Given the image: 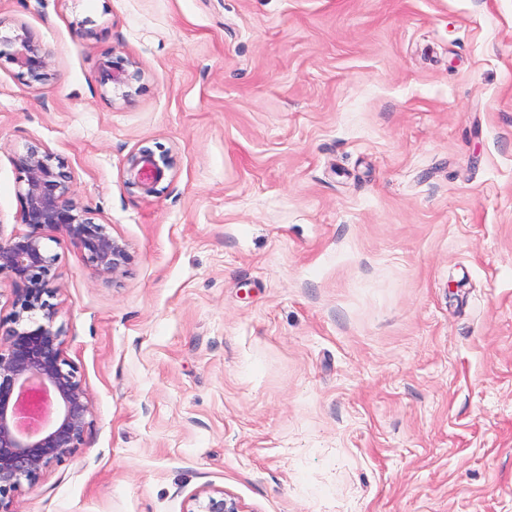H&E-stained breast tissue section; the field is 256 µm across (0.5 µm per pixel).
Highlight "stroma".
Masks as SVG:
<instances>
[{
	"label": "stroma",
	"instance_id": "obj_1",
	"mask_svg": "<svg viewBox=\"0 0 512 512\" xmlns=\"http://www.w3.org/2000/svg\"><path fill=\"white\" fill-rule=\"evenodd\" d=\"M0 236L33 142L122 239L50 232L89 397L16 512H512V0H0ZM141 88L98 82L110 53ZM162 148L172 181L126 187ZM6 26L0 20V59L5 57L16 64L22 77L27 76L30 82L45 84L56 76L53 61L49 52L40 44L34 42L26 26H10L11 35L2 36V27ZM3 47V49H2ZM142 78V69L130 57L111 53L100 62V86L104 91L111 92L115 97L122 99L128 97ZM171 161L167 153L156 155L149 147L132 151L124 167V183L145 197L157 196L160 185L168 179ZM246 508L230 492L207 485L188 498L183 512H249Z\"/></svg>",
	"mask_w": 512,
	"mask_h": 512
}]
</instances>
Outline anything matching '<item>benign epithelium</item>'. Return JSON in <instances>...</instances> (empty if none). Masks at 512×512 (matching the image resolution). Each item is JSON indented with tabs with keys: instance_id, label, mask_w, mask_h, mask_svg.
Returning a JSON list of instances; mask_svg holds the SVG:
<instances>
[{
	"instance_id": "7a95c632",
	"label": "benign epithelium",
	"mask_w": 512,
	"mask_h": 512,
	"mask_svg": "<svg viewBox=\"0 0 512 512\" xmlns=\"http://www.w3.org/2000/svg\"><path fill=\"white\" fill-rule=\"evenodd\" d=\"M0 35V59L16 64L20 75L45 84L56 76L49 52L34 42L26 26ZM143 78L130 57L110 54L100 62L99 83L126 98ZM20 183L21 223L30 231L0 239V275L13 283L10 326L0 325V512H15L22 481L34 486L43 470L74 455L89 425L88 397L64 355V331L55 326L49 303L56 291L57 256L47 252L43 232L59 233L84 251L99 277H115L130 261L126 244L75 199L64 160L39 143L12 157ZM171 161L149 147L132 151L124 183L145 197L160 193ZM42 313L43 321L35 319ZM184 512H248L233 494L203 486L187 500Z\"/></svg>"
}]
</instances>
